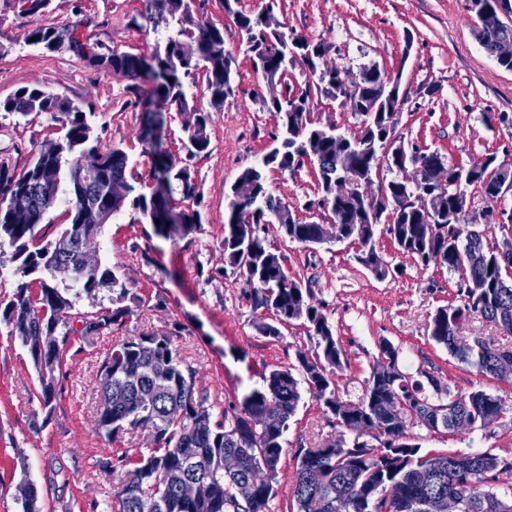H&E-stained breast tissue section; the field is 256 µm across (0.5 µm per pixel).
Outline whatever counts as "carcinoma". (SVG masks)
Masks as SVG:
<instances>
[{
  "label": "carcinoma",
  "instance_id": "carcinoma-1",
  "mask_svg": "<svg viewBox=\"0 0 512 512\" xmlns=\"http://www.w3.org/2000/svg\"><path fill=\"white\" fill-rule=\"evenodd\" d=\"M238 0H221L224 13L233 17L245 42L254 71L266 90L264 105L276 113L273 145L261 161L243 169L227 193L224 224V259L243 269L252 285L254 307L272 313L258 325L268 337L281 336L280 327L298 324L315 340L312 353L298 351L299 374L276 369L265 385L214 413V406L195 388V371L183 364L173 339L153 332L128 340L103 360L99 385L110 407L100 408L97 430L114 442L122 435L146 431L150 446L134 459L116 457L112 472L127 470L118 482L112 512H267L275 496L273 479L284 452V434L301 401L306 383L323 402L333 422L356 433L351 442L331 441L323 448H300L291 491L290 512H428L434 499L454 496L457 512H512V485L494 478L512 471V460L489 452L453 450L422 453L409 429H477L507 415L497 396L483 390L467 395L428 372L412 377L397 366L398 350L380 344L392 371L371 374L357 400L343 398L335 387V371L347 366L335 329L314 303L310 289L288 275L286 258L266 243L267 217L275 218L282 235L305 246L329 239L358 245L356 258L378 278L388 268L377 251L376 227L387 225L394 248L423 266L437 262L459 275L455 299L439 307L431 319L430 336L459 360L486 376H498V365L512 359V348L484 340L470 349L457 344L459 324L479 317L512 337V274L486 237L473 232L477 215L471 211L466 188L477 186L492 204L508 192L499 184L504 166L493 167L496 156L468 167L450 163L437 150L398 166L402 177L378 184V193L366 189L377 178L379 155L372 150L398 141L400 98L386 99L391 76L377 67L358 74L351 110L363 117L360 130L336 139L327 127L307 122L311 87L301 89L289 66L302 57L311 74H319L316 91L339 99L351 72L318 70L330 46L312 45L293 33L272 30L261 18L234 9ZM153 23L164 24L165 44L150 56L104 51L84 37L79 25L35 30L34 44L48 51L65 47L79 59L104 72L144 79L136 87L145 107L159 99L185 107L184 78L203 74L211 104L220 106L233 92L236 59L224 52V27L199 19L194 0H150ZM478 39L490 56L512 42V24L482 25ZM49 113L62 119L64 134L45 141L36 157L19 171L0 165V242L13 248L12 262L19 280L0 315L19 341L37 332L57 338L43 357L31 356L38 374L43 408L56 398V372L70 345L68 314L80 294L101 288L112 290L116 307L101 315L82 317L83 338H93L130 313L123 302L138 301L108 267L82 266L76 243L94 239L104 225L129 207L154 225L156 234L175 226L182 236L197 232L200 214L177 212L170 196L177 190L184 199L196 196L195 170L189 161L207 153L210 113L194 111L184 126L185 159L155 154L158 190L145 194L127 177L128 156L117 146L106 147L95 135L86 114L72 103L39 88L23 87L0 101V112ZM310 167L317 182L319 209L330 222L300 219L267 187L270 168L294 173ZM67 205L69 224L55 242L33 246L35 229L44 212V195ZM68 260L75 269L73 283L57 282L56 267ZM37 282L39 295L32 296ZM448 400L451 411L439 413L426 387ZM186 477L209 484L208 494L186 501L178 493Z\"/></svg>",
  "mask_w": 512,
  "mask_h": 512
}]
</instances>
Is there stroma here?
Instances as JSON below:
<instances>
[{
    "label": "stroma",
    "mask_w": 512,
    "mask_h": 512,
    "mask_svg": "<svg viewBox=\"0 0 512 512\" xmlns=\"http://www.w3.org/2000/svg\"><path fill=\"white\" fill-rule=\"evenodd\" d=\"M236 8L266 18L281 31L328 44V63L351 73L376 65L399 77L404 103L398 136L442 151L455 164L492 154L512 166V72L481 47L470 0H238ZM144 12L145 0H51L35 13L20 12L15 0H0V101L19 88L37 87L78 105L103 145L125 151L129 181L148 193L155 185L152 154L142 137L146 114L135 104L134 81L97 70L66 49L50 52L30 41L35 29L77 23L102 49L148 55L162 33ZM195 12L223 27L224 49L238 64L234 91L221 108H212L198 75L186 81L185 109L166 114L162 145L173 152L193 111L211 114L208 152L193 162L197 195L173 197L176 209L200 212L201 227L185 238L162 237L128 209L105 224L94 246L138 301L121 324L88 342L79 334L80 318L110 310L112 292L103 288L76 299L69 314L71 344L51 410L40 403L28 352L0 319V512H20L15 490L25 478L36 484L43 512H112L117 481L106 466L118 454L133 456L145 445L139 434L111 443L97 432V374L113 346L154 331L171 334L180 358L196 372L197 390L220 407L263 387L271 370L294 365L297 351L314 349V340L298 325L282 328L276 340L262 336L257 325L267 312L254 308L245 273L224 261L225 193L268 150L277 119L260 97L262 79L219 0H196ZM489 112L499 115V122L486 123ZM308 119L315 126L335 124L347 135L362 124L350 108L317 93ZM59 128L46 113L0 112V163L25 168ZM267 183L295 211L314 196V179L306 168L268 170ZM266 238L285 254L290 275L307 284L336 328L348 362L335 377L341 396L354 400L361 395L386 340L399 351L400 369L432 373L462 395L485 390L512 407V379L479 375L429 336L436 309L455 295L457 277L446 267L434 262L425 267L398 252L382 229L378 251L391 269L382 280L357 262L356 245L291 243L275 223L267 225ZM301 393L284 436L269 512L288 510L296 450L323 446L344 433L331 425L309 388ZM413 433L426 453L487 451L512 458L509 425L454 433L417 427Z\"/></svg>",
    "instance_id": "obj_1"
}]
</instances>
